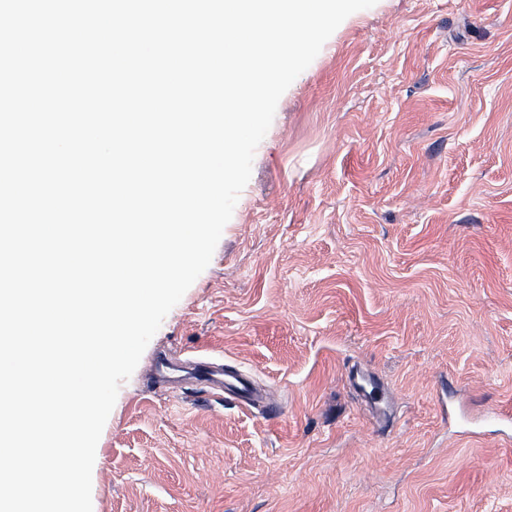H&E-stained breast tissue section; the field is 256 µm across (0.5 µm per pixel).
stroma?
<instances>
[{
	"label": "stroma",
	"mask_w": 512,
	"mask_h": 512,
	"mask_svg": "<svg viewBox=\"0 0 512 512\" xmlns=\"http://www.w3.org/2000/svg\"><path fill=\"white\" fill-rule=\"evenodd\" d=\"M509 410L512 0H377L282 95L121 384L93 512H512ZM199 377L204 378L205 381L210 383L213 388L226 393L232 394L253 400V387L250 380L243 374L237 373H221L214 374V371L209 366H205L199 371Z\"/></svg>",
	"instance_id": "stroma-1"
}]
</instances>
